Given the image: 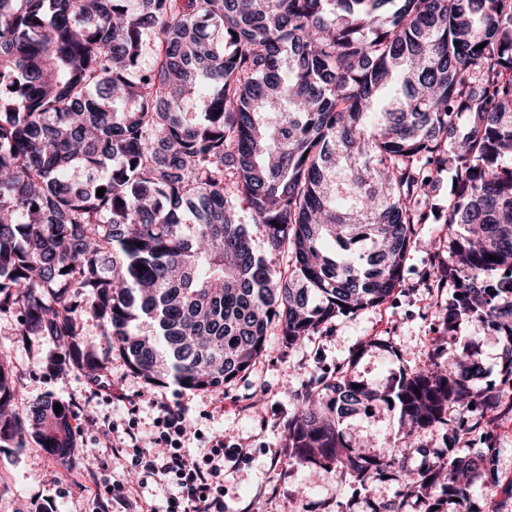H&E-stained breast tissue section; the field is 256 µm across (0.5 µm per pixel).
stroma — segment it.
<instances>
[{
  "mask_svg": "<svg viewBox=\"0 0 512 512\" xmlns=\"http://www.w3.org/2000/svg\"><path fill=\"white\" fill-rule=\"evenodd\" d=\"M447 257V226L416 225L403 279L384 304L337 317L293 347L270 333L265 355L243 377L214 391L147 386L123 359L110 355L112 390L92 393L81 372L43 374L49 343L20 341L16 312L0 310V355L6 356L15 379L17 413L25 414L30 403L48 395L75 404L77 439V452L66 466L32 438L21 448L0 446V512H96L97 497L106 486L129 482L135 473L129 457H113L100 441L98 422L121 424L133 418L143 434H150L160 401L186 414L192 430L186 445L191 450L201 448L203 438L214 432L246 448V458L224 470L227 512H322L335 498L355 496L354 487L335 468L285 464L279 452L288 419L297 400L323 373L350 367L368 382L383 385L399 364L429 363L437 348L438 315L448 297L439 277ZM466 346L477 351L487 380H498L496 338L482 324L470 322L461 325L457 339L440 348L450 356ZM218 400L223 410L214 409ZM346 432L354 443L368 444L378 454L401 442L398 416L383 405L350 420Z\"/></svg>",
  "mask_w": 512,
  "mask_h": 512,
  "instance_id": "1",
  "label": "stroma"
}]
</instances>
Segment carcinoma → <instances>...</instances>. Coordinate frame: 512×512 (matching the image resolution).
<instances>
[{"instance_id":"1","label":"carcinoma","mask_w":512,"mask_h":512,"mask_svg":"<svg viewBox=\"0 0 512 512\" xmlns=\"http://www.w3.org/2000/svg\"><path fill=\"white\" fill-rule=\"evenodd\" d=\"M394 80L402 96L371 111ZM449 164L444 206L433 172ZM432 213L448 225L436 341L484 324L500 384L467 348L402 364L382 390L339 369L288 419L286 458L364 491L395 482L370 512L411 498L420 512H500L512 481L479 421L512 412V0H0V309L17 312L22 340L54 344L49 373L106 382L108 360L81 339L87 316L147 383L216 390L265 354L271 326L295 346L384 303ZM15 397L0 360V443L30 434L68 465V404L48 397L18 421ZM377 403L405 428L387 457L344 432ZM440 430L448 447L412 467L405 449Z\"/></svg>"}]
</instances>
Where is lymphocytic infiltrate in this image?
Instances as JSON below:
<instances>
[{"label":"lymphocytic infiltrate","mask_w":512,"mask_h":512,"mask_svg":"<svg viewBox=\"0 0 512 512\" xmlns=\"http://www.w3.org/2000/svg\"><path fill=\"white\" fill-rule=\"evenodd\" d=\"M156 430L143 438L136 421L125 428L116 424L102 426L103 435L122 431L113 443V454H127L143 477L162 478L171 493L166 512H224V465L243 459L241 445L226 444L223 434L211 435L206 448L190 453L184 442L188 425L184 413L167 403H160Z\"/></svg>","instance_id":"1"}]
</instances>
